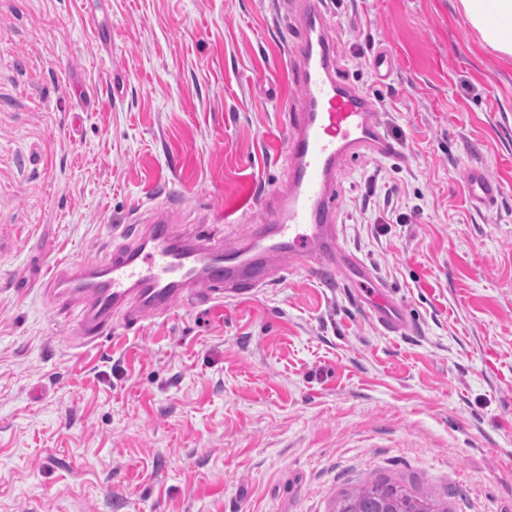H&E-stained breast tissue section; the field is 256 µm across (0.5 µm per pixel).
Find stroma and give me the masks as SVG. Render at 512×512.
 I'll return each instance as SVG.
<instances>
[{
	"label": "stroma",
	"mask_w": 512,
	"mask_h": 512,
	"mask_svg": "<svg viewBox=\"0 0 512 512\" xmlns=\"http://www.w3.org/2000/svg\"><path fill=\"white\" fill-rule=\"evenodd\" d=\"M278 2L0 0V512H336L368 479L512 512V57L457 0L328 3L396 147L341 171L344 242L410 334L284 267L251 303L177 300L83 346V301L47 289L53 258H106L160 205L229 246L262 221L218 216L282 184ZM468 190L473 199L484 201L500 193V185L489 181L483 173L473 169L469 173Z\"/></svg>",
	"instance_id": "obj_1"
}]
</instances>
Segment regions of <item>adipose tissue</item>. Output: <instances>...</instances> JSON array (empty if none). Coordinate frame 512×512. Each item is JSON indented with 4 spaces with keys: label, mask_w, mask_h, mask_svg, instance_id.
Returning <instances> with one entry per match:
<instances>
[{
    "label": "adipose tissue",
    "mask_w": 512,
    "mask_h": 512,
    "mask_svg": "<svg viewBox=\"0 0 512 512\" xmlns=\"http://www.w3.org/2000/svg\"><path fill=\"white\" fill-rule=\"evenodd\" d=\"M459 4L483 41L512 57V0H459Z\"/></svg>",
    "instance_id": "obj_1"
}]
</instances>
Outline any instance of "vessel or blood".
Listing matches in <instances>:
<instances>
[{"label":"vessel or blood","mask_w":512,"mask_h":512,"mask_svg":"<svg viewBox=\"0 0 512 512\" xmlns=\"http://www.w3.org/2000/svg\"><path fill=\"white\" fill-rule=\"evenodd\" d=\"M300 2L305 25L291 48L298 61L300 105L288 115L287 180L270 194L265 223L228 247L211 235L180 232L159 208L149 232L113 250L105 263L56 261L50 270L55 297H88L89 306L78 321L83 342H96L115 319L133 326L154 318L177 299L198 304L250 301L271 284L285 259L313 277L342 279L367 303L379 326L392 333L404 329L389 291L343 242L335 189L344 164L391 155L394 146L376 118L375 103L338 74L326 35L325 0ZM468 190L473 199L484 201L499 194L500 186L474 169Z\"/></svg>","instance_id":"b4317fda"}]
</instances>
